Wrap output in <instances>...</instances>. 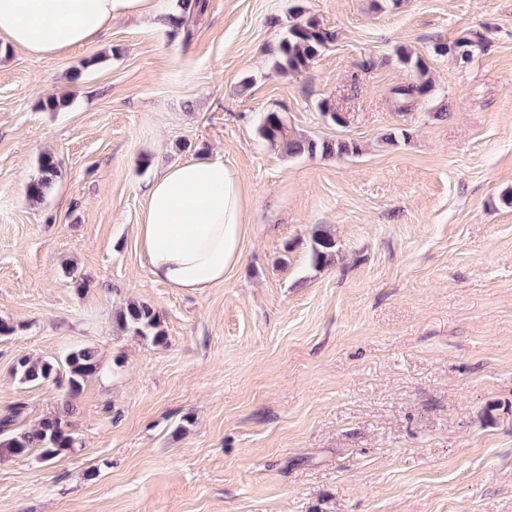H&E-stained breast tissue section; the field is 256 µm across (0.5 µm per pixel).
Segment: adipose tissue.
<instances>
[{"instance_id": "ef3b65f1", "label": "adipose tissue", "mask_w": 512, "mask_h": 512, "mask_svg": "<svg viewBox=\"0 0 512 512\" xmlns=\"http://www.w3.org/2000/svg\"><path fill=\"white\" fill-rule=\"evenodd\" d=\"M156 11V0H0V38L52 57L92 45L115 20ZM144 197L137 237L152 278L187 294L223 283L248 232L237 171L219 159H188L157 174Z\"/></svg>"}]
</instances>
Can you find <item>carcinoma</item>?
<instances>
[{
    "label": "carcinoma",
    "mask_w": 512,
    "mask_h": 512,
    "mask_svg": "<svg viewBox=\"0 0 512 512\" xmlns=\"http://www.w3.org/2000/svg\"><path fill=\"white\" fill-rule=\"evenodd\" d=\"M208 7V0H178V11L169 18L173 31L190 39L195 20ZM335 34L321 25L314 17H302L295 11V17L289 21L283 38L280 40L274 69L280 73H296L310 64L328 49L334 42ZM476 40L471 36L457 39L448 50L453 51L465 62L472 56ZM399 61L412 68L416 73L413 83L401 86L395 94L402 100L414 101L430 91L428 67L424 61L403 50H397ZM259 136L266 142L275 144L286 142L288 155L299 156H340L354 154L357 145L350 142L336 144L308 136L286 137V123L281 113L268 112L258 129ZM41 176L27 185V196L39 202L58 174V162L50 153L40 157ZM335 240L327 230L315 228L310 241V259L317 267L328 266L336 253ZM117 327L128 334L151 339L155 345L166 343V333L159 311L146 302H130L119 312ZM102 363L98 351L92 346H83L69 352L61 361L34 358L28 354L20 356L13 373L23 384L38 385L43 382L57 381L64 388L60 409L40 418L33 425H19L26 405L17 403L0 416V455L22 457L32 452L38 453L43 460L50 461L65 454L77 444L68 421L73 400L80 394L84 385L99 376Z\"/></svg>",
    "instance_id": "cac0c4a2"
}]
</instances>
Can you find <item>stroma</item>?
I'll return each mask as SVG.
<instances>
[{"mask_svg":"<svg viewBox=\"0 0 512 512\" xmlns=\"http://www.w3.org/2000/svg\"><path fill=\"white\" fill-rule=\"evenodd\" d=\"M296 6L335 40L282 75ZM468 33L470 61L442 53ZM400 47L432 80L406 110ZM268 111L358 152L289 157L258 136ZM202 156L237 170L251 231L222 284L186 295L153 280L136 227L146 183ZM509 189L512 0H209L188 42L131 18L54 57L0 53V412L26 403L30 425L62 396L19 383L21 355L92 345L103 365L79 448L0 457V512H512ZM132 300L166 344L117 330ZM41 176L32 180L27 186V196L30 200L39 202L45 197V194L53 180L58 174V162L50 153H43L40 157ZM335 240L327 230L315 228L310 241V259L317 267L328 266L333 262L336 253Z\"/></svg>","mask_w":512,"mask_h":512,"instance_id":"1","label":"stroma"}]
</instances>
